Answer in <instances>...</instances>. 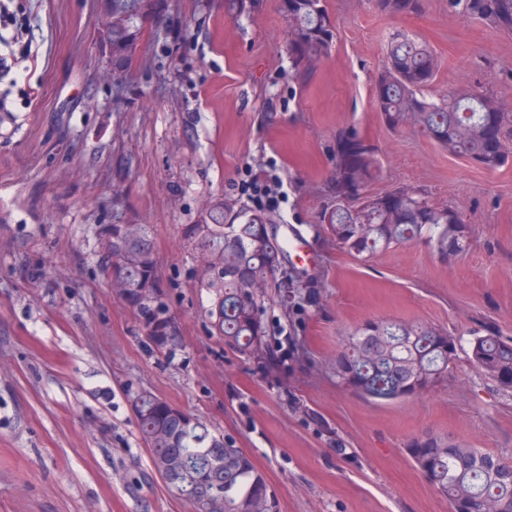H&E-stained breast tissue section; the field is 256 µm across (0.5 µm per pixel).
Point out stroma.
Listing matches in <instances>:
<instances>
[{"label": "stroma", "instance_id": "obj_1", "mask_svg": "<svg viewBox=\"0 0 512 512\" xmlns=\"http://www.w3.org/2000/svg\"><path fill=\"white\" fill-rule=\"evenodd\" d=\"M282 0L237 15L231 0H162L131 66L117 62L99 0H23L29 56L0 96V512H190L141 442L131 399L150 392L244 449L279 512H448L406 445L429 432L512 459V392L469 343L512 337V165L490 171L376 111L373 80L397 34L439 60L434 95L484 85L512 109V33L425 0L416 14L328 0L336 40L302 96L291 92ZM182 30L173 39L171 26ZM375 149V195L417 188L460 212L470 246L443 260L405 244L360 261L321 222L338 130ZM280 176L278 238L297 303L269 289L267 346L304 352L266 370L213 335V295L186 224L252 209L248 171ZM104 224H149L179 343L159 351L103 275ZM395 318L445 330L443 384L390 403L336 382L354 330Z\"/></svg>", "mask_w": 512, "mask_h": 512}]
</instances>
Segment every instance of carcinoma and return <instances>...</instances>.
Instances as JSON below:
<instances>
[{
  "instance_id": "carcinoma-1",
  "label": "carcinoma",
  "mask_w": 512,
  "mask_h": 512,
  "mask_svg": "<svg viewBox=\"0 0 512 512\" xmlns=\"http://www.w3.org/2000/svg\"><path fill=\"white\" fill-rule=\"evenodd\" d=\"M390 14H414L423 0H376ZM159 0H112V56L133 62L143 37V23ZM448 11L462 19H479L512 32V0H448ZM291 26L288 54L294 90L304 92L319 62L331 52L335 25L326 0H284ZM434 53L414 38L395 35L386 62L372 89L373 103L384 122L397 129L411 123L448 153L488 170L512 164V112L487 88L431 93L437 74ZM336 169L331 204L323 223L336 244L362 259L378 250L423 243L439 257L458 256L468 247L470 232L463 216L432 205L409 188L368 195L365 184L375 174L374 147L355 127L336 133ZM264 211L237 213L222 224H187L183 238L194 252L207 256L221 276L202 283L215 296L211 315L224 344L251 358L262 348L265 289L275 286V259L285 242L270 233ZM127 245L126 257L106 264V274L127 285L124 301L142 318L147 335L160 348L177 344L171 335L169 309L155 307L138 285L158 275L150 225ZM456 344L447 333L420 323L369 320L336 358V379L358 395L393 402L420 395L443 381ZM470 357L503 391H512V339L476 336ZM139 433L151 459L177 463L179 471L166 487L190 501L192 512H206V496L224 494V512H253L265 500L268 512H279L265 477L242 448H230L201 422L150 393L137 397ZM407 454L428 484L448 500L450 512H512V461L448 436L424 433L407 444Z\"/></svg>"
}]
</instances>
